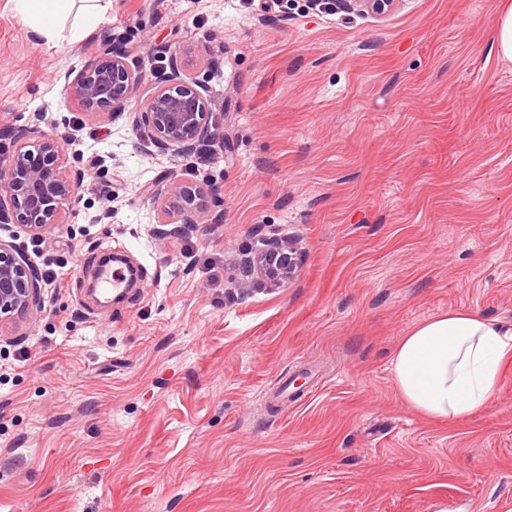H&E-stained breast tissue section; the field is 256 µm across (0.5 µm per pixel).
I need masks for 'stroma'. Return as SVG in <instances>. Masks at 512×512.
Wrapping results in <instances>:
<instances>
[{"label": "stroma", "mask_w": 512, "mask_h": 512, "mask_svg": "<svg viewBox=\"0 0 512 512\" xmlns=\"http://www.w3.org/2000/svg\"><path fill=\"white\" fill-rule=\"evenodd\" d=\"M498 0H405L386 17L310 0H112L35 40L0 0V125L46 113L75 214L35 239L40 313L0 324V512H512V370L468 421L400 400L413 326L468 308L512 327V62ZM123 37L143 110L170 52L219 62L212 162L68 102L66 74ZM205 223L157 238V193ZM294 241L298 277L238 289L244 253ZM142 282L86 302L104 243ZM496 40L501 56L512 61V4L504 3L496 19ZM163 214L171 220L162 224H202L207 217V205L197 189L181 186L167 199Z\"/></svg>", "instance_id": "stroma-1"}]
</instances>
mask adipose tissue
Segmentation results:
<instances>
[{"label":"adipose tissue","mask_w":512,"mask_h":512,"mask_svg":"<svg viewBox=\"0 0 512 512\" xmlns=\"http://www.w3.org/2000/svg\"><path fill=\"white\" fill-rule=\"evenodd\" d=\"M16 16L54 37L72 0H11ZM512 364V329L470 309L433 316L402 336L390 365L396 390L413 412L436 423L461 422L485 410Z\"/></svg>","instance_id":"1"}]
</instances>
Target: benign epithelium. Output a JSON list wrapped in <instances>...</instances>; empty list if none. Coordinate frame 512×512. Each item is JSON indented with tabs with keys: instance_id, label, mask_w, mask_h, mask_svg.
Masks as SVG:
<instances>
[{
	"instance_id": "obj_1",
	"label": "benign epithelium",
	"mask_w": 512,
	"mask_h": 512,
	"mask_svg": "<svg viewBox=\"0 0 512 512\" xmlns=\"http://www.w3.org/2000/svg\"><path fill=\"white\" fill-rule=\"evenodd\" d=\"M347 10L385 17L404 0H341ZM155 86L143 111L132 116L133 126L147 133L163 150L190 152L199 142H224V130L214 124L201 89L209 78L188 62L170 57V72L153 73ZM144 79L129 68L122 45L113 36L103 37L97 59L75 77L65 76V93L79 109L106 120L124 114ZM46 115H34L30 126H0V139L13 151L0 156V222L19 224L35 239L60 221L70 208L86 174L67 171L61 141L41 129ZM163 214L169 223L202 224L207 205L201 193L182 186L167 199ZM301 255L288 240L269 237L257 254L242 263L237 287L260 280L279 284L293 279ZM41 276L12 242L0 239V321L31 316L41 309Z\"/></svg>"
}]
</instances>
